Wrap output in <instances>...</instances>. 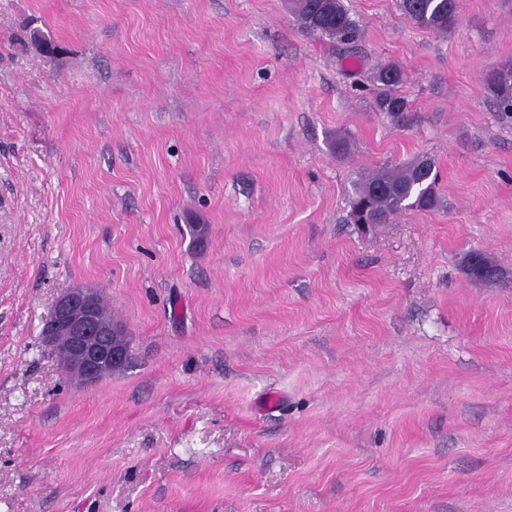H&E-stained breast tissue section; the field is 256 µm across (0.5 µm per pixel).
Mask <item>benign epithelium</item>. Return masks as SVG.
Here are the masks:
<instances>
[{
    "label": "benign epithelium",
    "instance_id": "obj_1",
    "mask_svg": "<svg viewBox=\"0 0 512 512\" xmlns=\"http://www.w3.org/2000/svg\"><path fill=\"white\" fill-rule=\"evenodd\" d=\"M118 330L119 325L101 317L96 289L72 288L56 299L42 341L64 373L78 372L83 382L94 383L126 362L125 351L112 344Z\"/></svg>",
    "mask_w": 512,
    "mask_h": 512
}]
</instances>
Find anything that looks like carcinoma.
I'll use <instances>...</instances> for the list:
<instances>
[{"mask_svg":"<svg viewBox=\"0 0 512 512\" xmlns=\"http://www.w3.org/2000/svg\"><path fill=\"white\" fill-rule=\"evenodd\" d=\"M400 7L414 24L433 32L446 33L458 22V0H400ZM292 13L301 31L315 38L352 45L362 37L361 26L343 0H292ZM374 80L379 85L377 110L394 120L403 117L408 102L398 93L403 82L400 67L391 62L380 64ZM484 89L499 111L512 112V63H500L488 70ZM434 168L429 158L419 157L402 165L384 163L361 173L349 202V222L387 224L406 210L435 209L438 178ZM462 269L467 277L481 282H493L501 276L499 266L484 254L476 263L462 265Z\"/></svg>","mask_w":512,"mask_h":512,"instance_id":"cac0c4a2","label":"carcinoma"}]
</instances>
